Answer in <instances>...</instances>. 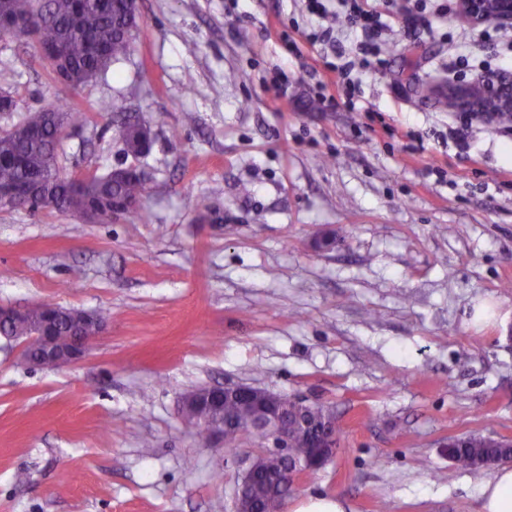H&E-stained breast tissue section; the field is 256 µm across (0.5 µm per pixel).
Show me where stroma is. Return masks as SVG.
Segmentation results:
<instances>
[{"mask_svg": "<svg viewBox=\"0 0 512 512\" xmlns=\"http://www.w3.org/2000/svg\"><path fill=\"white\" fill-rule=\"evenodd\" d=\"M135 52L70 87L24 35L0 40L18 101L0 131L50 105L68 175L130 165L117 122L148 121L152 192L109 223L0 207V306L106 311L80 363L35 369L0 335V512H233L253 445L234 453L181 417L201 386L247 384L332 408L340 447L300 497L346 512H478L487 470L448 441L512 440V127L474 121L469 148L436 100L448 63L504 53L449 12L388 19L384 75L359 111L314 98L332 51L303 0H139ZM415 27L417 39L407 38ZM288 95L265 84L276 68ZM110 101L112 113L98 111ZM381 118L365 127L362 108ZM423 139L406 148V131ZM332 238L319 249L316 239ZM487 303L494 317L474 326Z\"/></svg>", "mask_w": 512, "mask_h": 512, "instance_id": "35a3bbf8", "label": "stroma"}]
</instances>
